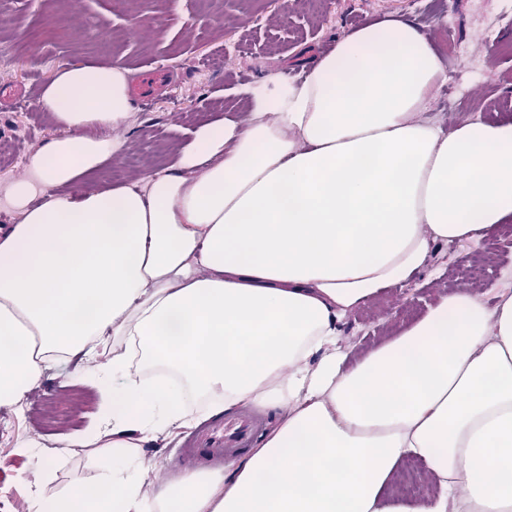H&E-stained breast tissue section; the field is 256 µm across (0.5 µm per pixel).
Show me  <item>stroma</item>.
I'll return each instance as SVG.
<instances>
[{"label":"stroma","instance_id":"obj_1","mask_svg":"<svg viewBox=\"0 0 512 512\" xmlns=\"http://www.w3.org/2000/svg\"><path fill=\"white\" fill-rule=\"evenodd\" d=\"M496 12L497 0H312L304 8L283 0H0V181L21 177L25 157L53 136L36 102L63 66L94 59L128 70L135 85L159 76L149 105H134L118 131L122 154L88 180L94 188L167 167L172 146L201 124L240 114L246 96L273 91L272 76L303 77L337 37L391 13L419 26L448 57V82L466 89L454 100L436 90L425 121L445 132L466 117L512 120V25L500 21L491 42L480 35ZM453 40L465 55H451ZM479 253L489 260L482 298L494 307L498 294H512V246L499 230L433 244L404 286L346 315L338 347L356 355L413 322L448 294L450 270ZM74 369L45 370L27 413L0 406V512H28V486L16 474L35 478L37 459L56 465L50 490L92 481L85 449L54 445L83 429L96 406L93 390L68 384ZM24 440L38 443L32 458L15 453Z\"/></svg>","mask_w":512,"mask_h":512}]
</instances>
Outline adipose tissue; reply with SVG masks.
Masks as SVG:
<instances>
[{
    "label": "adipose tissue",
    "mask_w": 512,
    "mask_h": 512,
    "mask_svg": "<svg viewBox=\"0 0 512 512\" xmlns=\"http://www.w3.org/2000/svg\"><path fill=\"white\" fill-rule=\"evenodd\" d=\"M446 65L390 15L338 38L306 80L201 125L175 163L84 189L116 158L133 109L126 70L59 69L37 105L56 133L0 192V405L84 353L99 485L30 512H512V295L443 297L355 363L348 312L399 286L432 244L512 221V121L421 118ZM239 405L279 410L223 472L186 470L152 496L145 450ZM438 490L392 498L406 457Z\"/></svg>",
    "instance_id": "obj_1"
}]
</instances>
